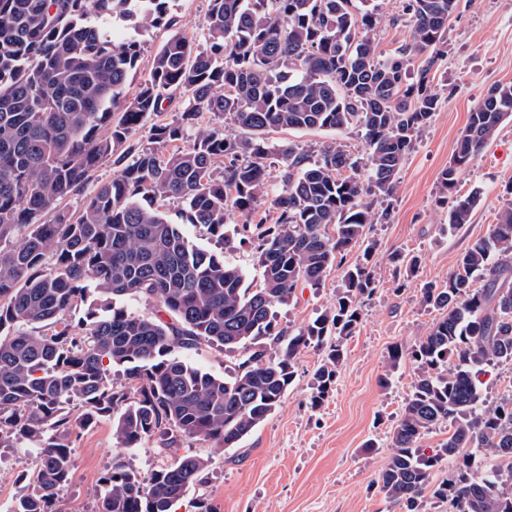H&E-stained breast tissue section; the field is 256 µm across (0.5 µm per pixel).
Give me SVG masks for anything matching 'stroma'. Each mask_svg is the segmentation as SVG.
I'll return each mask as SVG.
<instances>
[{"label": "stroma", "instance_id": "1", "mask_svg": "<svg viewBox=\"0 0 512 512\" xmlns=\"http://www.w3.org/2000/svg\"><path fill=\"white\" fill-rule=\"evenodd\" d=\"M379 52L392 57L408 43L411 23L404 0H377ZM208 0H171V26L141 30L132 23L114 24L117 38L141 42L136 73L127 84L135 96L148 78L156 51L180 36L205 43L203 18ZM442 54L431 73L430 89L439 105L415 142L398 175V187L387 200L373 202L374 211L389 209L388 220L368 225L378 271L373 296L365 301L362 321L345 343L335 386L322 406H312L314 373L324 352L303 349L296 357V378L280 406L237 447L212 441L185 442L183 452L208 459L201 483L191 487L172 512H198L207 501L214 512H407L390 502L376 483L391 454L390 431L401 416L415 378L409 359L391 365L392 346L410 348L426 336L440 313L422 302L424 284L445 285L460 254L485 237L498 214L512 201V120L461 172L458 194L480 189L481 201L468 224H447L441 202V173L448 167L470 111L487 90L512 82V0H458L448 19ZM267 142L296 143L315 150L331 141L355 156L365 154L358 126L341 133L320 129L278 130ZM401 254L402 263L391 261ZM416 260L413 276L404 263ZM340 272H332L318 288L298 287L278 321L297 330L336 302ZM124 454L142 475L167 461L154 442L122 450L112 436L111 418L79 431L74 442V474L61 494V512H94L99 480L113 456ZM35 450H0V512H10L21 490L20 470H34Z\"/></svg>", "mask_w": 512, "mask_h": 512}]
</instances>
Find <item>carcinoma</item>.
Segmentation results:
<instances>
[{"mask_svg": "<svg viewBox=\"0 0 512 512\" xmlns=\"http://www.w3.org/2000/svg\"><path fill=\"white\" fill-rule=\"evenodd\" d=\"M169 2L0 0V447L40 455L37 492L21 493L11 512H61L73 435L101 417H112L121 447L153 441L173 460L143 477L113 457L98 512H171L208 467L177 454L181 444L235 447L277 409L297 354L311 346L324 349L311 395L321 405L362 299L376 288L366 227L388 213L364 199L394 194L437 109L429 74L457 7L406 0L411 39L382 61L372 0H209L205 46L170 38L129 100L141 45L113 39L111 27L117 19L168 26ZM177 97L179 116L137 139L146 117ZM202 110L232 116L242 133L201 130L187 148L165 153ZM509 118L512 82L492 87L469 113L441 175L448 223H468L478 194L453 193L458 175ZM351 125L364 130L362 158L335 141L315 155L264 138ZM113 155L118 170L83 197L79 213L58 208ZM275 164L273 222L233 228L256 250L254 286L224 253L199 247L154 207L180 203L185 223L204 225L222 247L229 212L256 211ZM362 243L361 258L342 270L334 307L294 332L279 327L278 310L297 287H320L338 257ZM93 292L99 298L83 317L69 320ZM125 297L153 304L155 316L118 305ZM422 301L441 318L413 348L391 351L392 363L407 356L417 374L377 484L418 512L446 462L448 479L433 495L448 512H512V395L489 406L477 385L481 366L512 364V202L489 236L461 253L447 286L422 288ZM201 342L224 350L232 375L188 360L184 351ZM115 366L126 380L119 386ZM440 424L448 439L428 453L421 442ZM482 450L493 453L491 465Z\"/></svg>", "mask_w": 512, "mask_h": 512, "instance_id": "carcinoma-1", "label": "carcinoma"}]
</instances>
